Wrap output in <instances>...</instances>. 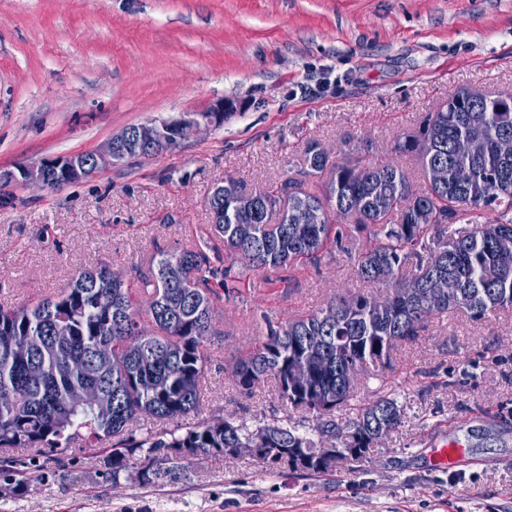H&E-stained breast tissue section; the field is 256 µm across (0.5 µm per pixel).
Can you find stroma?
Masks as SVG:
<instances>
[{
	"instance_id": "obj_1",
	"label": "stroma",
	"mask_w": 512,
	"mask_h": 512,
	"mask_svg": "<svg viewBox=\"0 0 512 512\" xmlns=\"http://www.w3.org/2000/svg\"><path fill=\"white\" fill-rule=\"evenodd\" d=\"M472 87L512 92V0H0V173L95 150L133 124L244 104L172 150L55 190L0 183V307L54 296L100 265L141 302L160 253L194 249L209 229L217 183L251 193L295 180L321 193L329 172H304L313 140L341 163H394L420 188V164L392 153L395 137ZM354 266L326 252L220 293L199 410L139 417L133 438L204 419L254 430L305 418L283 406L274 380L246 396L230 370L267 323L381 293ZM357 378L337 418L384 396L403 422L356 472L273 473L208 455L146 485V452L115 481L102 444L79 439L0 451V512H512V310L431 318L388 365ZM453 441L461 465L431 467L430 449Z\"/></svg>"
}]
</instances>
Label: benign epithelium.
Here are the masks:
<instances>
[{"mask_svg": "<svg viewBox=\"0 0 512 512\" xmlns=\"http://www.w3.org/2000/svg\"><path fill=\"white\" fill-rule=\"evenodd\" d=\"M242 108V105L233 101H220L213 107L207 109V114H190L184 118L175 121H155L141 123L134 129H124L114 135L104 145L91 152V158L88 164L93 167V173L108 168L126 158L133 157L143 151L152 150L153 146L160 143H171L182 130L190 135H196L201 128L210 127L224 122V113L234 112ZM64 168L72 174V181H78L88 178L84 174L86 166L75 156L68 155L54 159L44 160L39 164L23 167L19 174L0 173V180L21 179L26 184L36 185L38 187L49 188V175L52 171ZM266 441L256 440L250 448H226L224 453L229 455H238L248 453L254 457H263L271 452V449L265 447ZM281 455L282 462L290 469L305 471L309 469L310 463H315L321 469H331L337 465L355 467L360 463V458L368 454L366 448H343L341 442L329 445L321 449L316 455H311L306 448H284Z\"/></svg>", "mask_w": 512, "mask_h": 512, "instance_id": "obj_1", "label": "benign epithelium"}]
</instances>
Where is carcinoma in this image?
<instances>
[{"mask_svg":"<svg viewBox=\"0 0 512 512\" xmlns=\"http://www.w3.org/2000/svg\"><path fill=\"white\" fill-rule=\"evenodd\" d=\"M453 98L447 111L427 113L416 131L394 142V152L419 160L421 189L390 163L331 165L326 150L312 142L305 150L307 174L332 168L323 195L301 190L286 210L281 186L240 189L239 200L227 194L222 203L209 200L211 215L224 214V223L211 225L195 251L160 253L157 274L143 282V308L134 306L122 276L105 266L81 272L53 297L0 308V449L54 446L86 435L106 441L124 435L140 416L174 420L199 410L205 344L216 335L214 287L227 292L243 282L233 265L211 264L209 252L220 242L232 261L251 257L252 270L316 262L329 245L347 250L351 236L342 225L349 220L357 232L369 231L357 274L372 282L391 276L386 293L340 298L285 324H268L266 336L230 372L244 395L273 378L283 404L311 412L316 422L288 420L250 431L202 420L180 436L157 438L149 452L241 448L267 436L272 448L314 454L329 431L346 448L353 434L370 446L397 428L401 412L388 398L369 404L344 428L322 416L348 400L356 372L389 363L398 343L415 338L429 318L465 312L478 320L512 307V112L496 111L493 100L470 99L466 88ZM434 167L446 171L444 182L430 179ZM493 212L495 218H485ZM464 216L472 228L461 232L453 224ZM175 261L183 277L172 282L166 269ZM412 262L415 269L404 274ZM441 279L448 280V295L425 305L424 293ZM59 321L72 335H54ZM297 363L309 371L306 387L289 384ZM87 388L99 390L98 404L69 406L70 394ZM142 447L127 437L109 449L104 467L112 480Z\"/></svg>","mask_w":512,"mask_h":512,"instance_id":"cac0c4a2","label":"carcinoma"}]
</instances>
